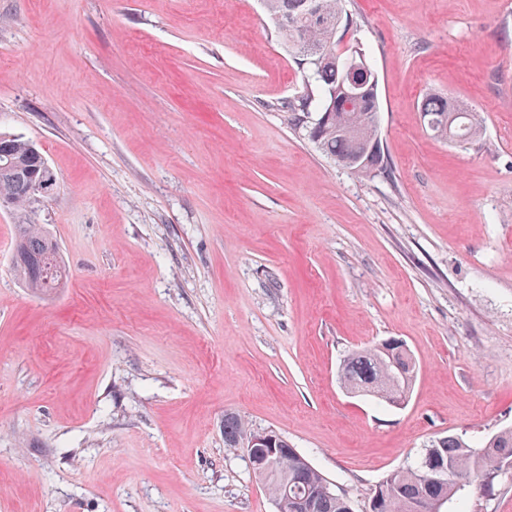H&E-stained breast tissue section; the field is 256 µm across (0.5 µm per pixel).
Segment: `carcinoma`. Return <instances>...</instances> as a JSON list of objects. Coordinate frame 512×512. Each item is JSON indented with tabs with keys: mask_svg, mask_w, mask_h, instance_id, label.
Returning <instances> with one entry per match:
<instances>
[{
	"mask_svg": "<svg viewBox=\"0 0 512 512\" xmlns=\"http://www.w3.org/2000/svg\"><path fill=\"white\" fill-rule=\"evenodd\" d=\"M346 0H264L268 16L289 51L305 71V92L288 102V126L303 133L335 163L368 175L358 162L364 145L378 133L375 112L379 101L361 79L353 109L335 105L348 86L344 55L338 42L348 32ZM431 132L450 135L466 145L479 142L481 119L461 101L448 111V99L426 95L420 104ZM44 156L37 145L12 134L0 133V199L16 210L32 204L30 182L41 176ZM13 263L29 287L57 288L62 279L57 243L40 224H18ZM345 390L388 406L403 405L417 377L416 364L403 345L384 342L354 351L339 365ZM254 431L234 412L224 413V447L244 448L253 475L272 498L275 512H352L348 501L308 459L279 437L280 451L264 458L261 450L245 448ZM512 462V430L492 436L480 446L449 434L430 440L423 453L386 477L374 492L371 512H447L448 504L471 490L487 493L506 463Z\"/></svg>",
	"mask_w": 512,
	"mask_h": 512,
	"instance_id": "carcinoma-1",
	"label": "carcinoma"
}]
</instances>
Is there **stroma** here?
<instances>
[{
	"label": "stroma",
	"instance_id": "obj_1",
	"mask_svg": "<svg viewBox=\"0 0 512 512\" xmlns=\"http://www.w3.org/2000/svg\"><path fill=\"white\" fill-rule=\"evenodd\" d=\"M390 175L289 128L304 87L262 0H0V132L58 179L0 206V512H275L224 414L285 437L354 512L445 434L512 429V0H346ZM481 142L435 137L426 94ZM18 224L66 284L16 275ZM402 340L390 407L349 351ZM466 512H512V466ZM419 111L422 112L424 121L433 125V128H428L434 135L449 134L460 143L474 145L483 134L481 119L461 101H455L454 111L448 112L446 97L428 94L422 99ZM389 341L354 351L339 365L338 377L348 393L388 406L403 405L417 377L408 350Z\"/></svg>",
	"mask_w": 512,
	"mask_h": 512
}]
</instances>
